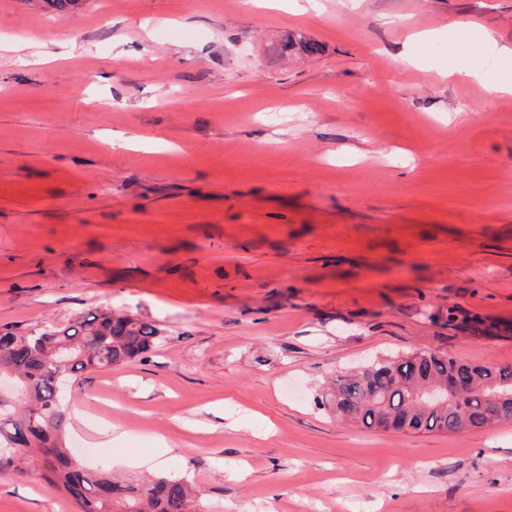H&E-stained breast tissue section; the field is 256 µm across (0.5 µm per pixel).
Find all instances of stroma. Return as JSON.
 <instances>
[{"label": "stroma", "mask_w": 512, "mask_h": 512, "mask_svg": "<svg viewBox=\"0 0 512 512\" xmlns=\"http://www.w3.org/2000/svg\"><path fill=\"white\" fill-rule=\"evenodd\" d=\"M318 2L0 0V328L158 325L73 384L67 441L127 475L168 447L152 474L206 512H512V423L384 432L318 403L368 357L512 365V94L446 78L451 38L398 56L452 20L511 45L512 0ZM287 38L321 50L268 53ZM0 512L74 506L0 472Z\"/></svg>", "instance_id": "35a3bbf8"}]
</instances>
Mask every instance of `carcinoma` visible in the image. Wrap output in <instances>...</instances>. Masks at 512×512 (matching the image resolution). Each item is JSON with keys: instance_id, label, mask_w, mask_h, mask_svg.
<instances>
[{"instance_id": "1", "label": "carcinoma", "mask_w": 512, "mask_h": 512, "mask_svg": "<svg viewBox=\"0 0 512 512\" xmlns=\"http://www.w3.org/2000/svg\"><path fill=\"white\" fill-rule=\"evenodd\" d=\"M162 338L154 323L133 315L97 309L64 325L0 331V376L13 375L19 395L0 411V471H37L63 492L75 512H202L200 493L189 483L144 475L121 478L91 471L65 443L67 406L55 400L52 378L61 364L72 379L81 374L135 362ZM453 381L464 410L428 398ZM321 405L336 417L365 428H380L399 416L410 431L456 433L493 422H512V366L472 364L448 353L423 349L338 373Z\"/></svg>"}]
</instances>
